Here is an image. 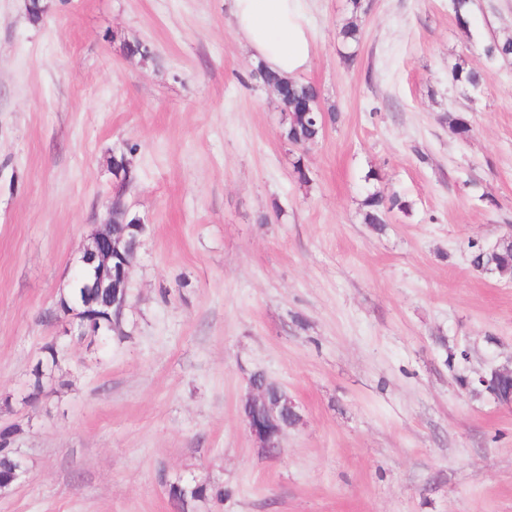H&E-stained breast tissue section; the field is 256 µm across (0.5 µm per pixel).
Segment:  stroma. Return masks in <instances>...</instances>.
I'll return each instance as SVG.
<instances>
[{
	"label": "stroma",
	"mask_w": 512,
	"mask_h": 512,
	"mask_svg": "<svg viewBox=\"0 0 512 512\" xmlns=\"http://www.w3.org/2000/svg\"><path fill=\"white\" fill-rule=\"evenodd\" d=\"M46 2L0 0V429L28 469L0 512H178V478L223 490L196 512H512V404L459 384L512 367V281L469 255L512 225V56L483 52L512 0L466 27L451 0H310L300 79L340 119L304 154L228 0ZM119 154L149 224L127 335L61 340L43 316ZM373 192L408 211L373 229ZM258 370L301 415L274 459L240 412Z\"/></svg>",
	"instance_id": "stroma-1"
}]
</instances>
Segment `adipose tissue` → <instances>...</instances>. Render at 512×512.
Returning <instances> with one entry per match:
<instances>
[{"label":"adipose tissue","instance_id":"ef3b65f1","mask_svg":"<svg viewBox=\"0 0 512 512\" xmlns=\"http://www.w3.org/2000/svg\"><path fill=\"white\" fill-rule=\"evenodd\" d=\"M235 30L269 71L291 77L313 58L308 0H229Z\"/></svg>","mask_w":512,"mask_h":512}]
</instances>
